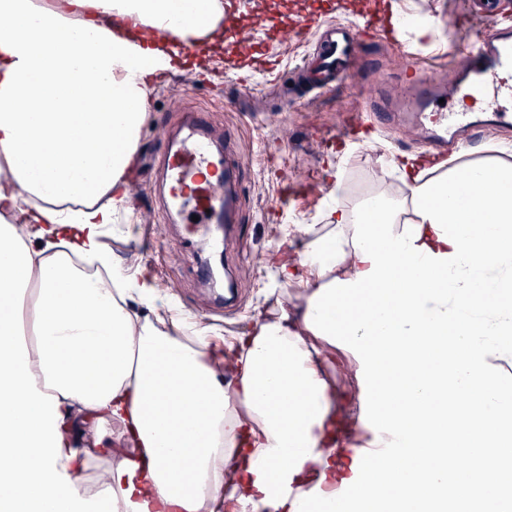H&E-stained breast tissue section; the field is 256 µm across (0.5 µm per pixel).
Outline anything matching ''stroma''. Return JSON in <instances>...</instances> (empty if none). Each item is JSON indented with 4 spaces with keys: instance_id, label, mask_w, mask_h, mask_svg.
I'll return each instance as SVG.
<instances>
[{
    "instance_id": "35a3bbf8",
    "label": "stroma",
    "mask_w": 512,
    "mask_h": 512,
    "mask_svg": "<svg viewBox=\"0 0 512 512\" xmlns=\"http://www.w3.org/2000/svg\"><path fill=\"white\" fill-rule=\"evenodd\" d=\"M340 7L328 21L354 22L361 11L377 12L384 3L408 14H424L454 28L464 39L467 27L460 21L462 0H339ZM309 0H242L241 16L247 34L256 35L265 20H275L292 29L307 13ZM313 32L285 39L274 54H257L251 61V81L258 92L242 96L240 105L227 104L224 70L230 52L212 51L197 66L196 85L186 88L183 75L174 72L149 87V120L141 132L139 146L129 168L127 218L133 235L106 232L103 242L128 265L142 268L156 286L171 285V294L181 311L199 322L238 336L254 322L268 316L288 284L276 275L280 261L275 251L296 256L304 238L290 233L293 224L322 225L331 206H354L370 194H398L401 184L389 177L393 161L418 153L420 144L412 129L394 123L371 135L369 153L379 157L380 168H372L355 143L326 145L359 91L346 85L319 94L292 109H285L276 90V80L288 79L290 70L311 53ZM374 61V94L393 99L398 90L402 58L384 38L369 46ZM207 113L216 144L230 142L245 162L247 190L242 201L240 235L228 248L224 262L238 277L241 295L237 314H225L215 292L206 287L201 273L211 251L190 238L182 222H164L160 206V171L169 140L175 139L186 113ZM301 187L300 197L284 207L280 201L290 185Z\"/></svg>"
}]
</instances>
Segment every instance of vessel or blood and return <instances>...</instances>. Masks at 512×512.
Returning a JSON list of instances; mask_svg holds the SVG:
<instances>
[{"mask_svg":"<svg viewBox=\"0 0 512 512\" xmlns=\"http://www.w3.org/2000/svg\"><path fill=\"white\" fill-rule=\"evenodd\" d=\"M224 10V34L236 46L234 65L241 71L248 67L257 45L238 23L237 0H225ZM466 13L480 24L471 29L461 49L468 67L454 84L451 99L442 97L440 72L422 67L416 53H403L396 106L402 118L426 130L425 143L438 162L445 160L448 143L458 133L482 136L487 120L512 126V8L506 0H467ZM381 25V19L366 14L357 22L331 27L317 41L312 61L295 68L290 83L280 85V93L292 100L300 88L326 92L346 83L363 84L367 67L362 32ZM475 95L483 98L487 119L458 109V101ZM389 123V113L366 102L352 122L339 127L336 138L353 137L363 124ZM184 129V137L164 159L162 180L169 189L164 209L171 215L197 216L198 230L220 224L225 236H232L241 220L244 192L239 162L231 151H213L202 114H191Z\"/></svg>","mask_w":512,"mask_h":512,"instance_id":"b4317fda","label":"vessel or blood"}]
</instances>
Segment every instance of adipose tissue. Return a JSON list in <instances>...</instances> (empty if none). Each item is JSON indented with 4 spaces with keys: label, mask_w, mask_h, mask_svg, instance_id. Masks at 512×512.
Masks as SVG:
<instances>
[{
    "label": "adipose tissue",
    "mask_w": 512,
    "mask_h": 512,
    "mask_svg": "<svg viewBox=\"0 0 512 512\" xmlns=\"http://www.w3.org/2000/svg\"><path fill=\"white\" fill-rule=\"evenodd\" d=\"M223 20V0H0V512H293L375 439L341 437L337 347L305 323L369 268L350 208L294 225L293 305L221 345L102 242L173 63L143 31L199 54Z\"/></svg>",
    "instance_id": "ef3b65f1"
}]
</instances>
